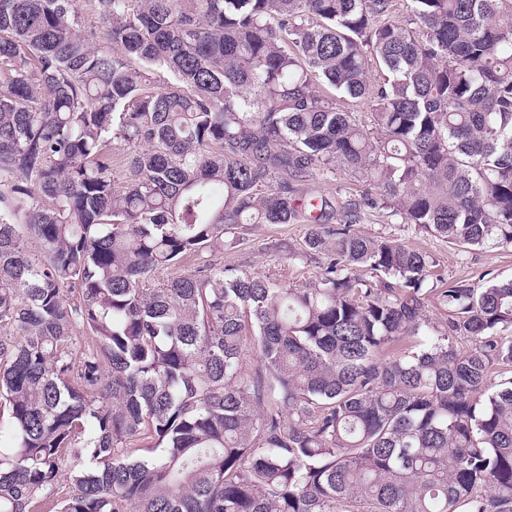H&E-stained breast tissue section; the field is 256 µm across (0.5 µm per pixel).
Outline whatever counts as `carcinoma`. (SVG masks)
<instances>
[{
	"label": "carcinoma",
	"mask_w": 512,
	"mask_h": 512,
	"mask_svg": "<svg viewBox=\"0 0 512 512\" xmlns=\"http://www.w3.org/2000/svg\"><path fill=\"white\" fill-rule=\"evenodd\" d=\"M406 2L0 0V512H512V279L439 325L430 255L299 189L512 247V0ZM300 221L308 285L207 260ZM325 177L313 176L303 178V181L299 182L301 184L299 188H301L303 195L306 196L323 194L333 200L335 199L336 212L332 222L336 224L342 218L341 214H343V211L347 210V204L359 200L358 194L364 187L363 181L365 178L360 174L348 176L339 171L336 172V175L329 174L327 178Z\"/></svg>",
	"instance_id": "1"
}]
</instances>
